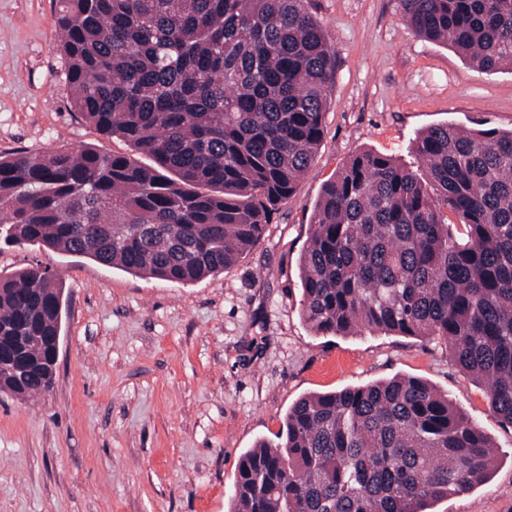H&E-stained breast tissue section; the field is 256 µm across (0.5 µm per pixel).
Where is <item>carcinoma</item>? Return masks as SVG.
I'll use <instances>...</instances> for the list:
<instances>
[{"instance_id":"cac0c4a2","label":"carcinoma","mask_w":512,"mask_h":512,"mask_svg":"<svg viewBox=\"0 0 512 512\" xmlns=\"http://www.w3.org/2000/svg\"><path fill=\"white\" fill-rule=\"evenodd\" d=\"M70 104L149 156L0 155V247L42 246L185 284L263 238L323 135L335 51L310 0H61ZM419 36L478 69L512 65V0H398ZM425 173L372 151L328 181L300 261L317 334L445 341L512 427V131L444 123ZM458 222L448 223V213ZM63 286L0 278V385L48 390ZM491 438L427 382L394 376L301 397L244 452L231 512H430L491 474Z\"/></svg>"}]
</instances>
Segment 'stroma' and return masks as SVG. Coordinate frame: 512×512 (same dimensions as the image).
<instances>
[{"label":"stroma","mask_w":512,"mask_h":512,"mask_svg":"<svg viewBox=\"0 0 512 512\" xmlns=\"http://www.w3.org/2000/svg\"><path fill=\"white\" fill-rule=\"evenodd\" d=\"M59 10L60 0H0V154L132 155L71 109ZM310 10L336 53L322 141L235 264L174 285L43 247L0 250V278L39 264L64 289L51 388L0 390V512H228L241 454L274 438L298 398L396 375L447 395L495 446L490 480L433 512H512V427L444 341L315 334L299 269L322 187L353 154L415 170L413 141L431 126L512 129V68L480 72L416 35L398 0H311Z\"/></svg>","instance_id":"stroma-1"}]
</instances>
